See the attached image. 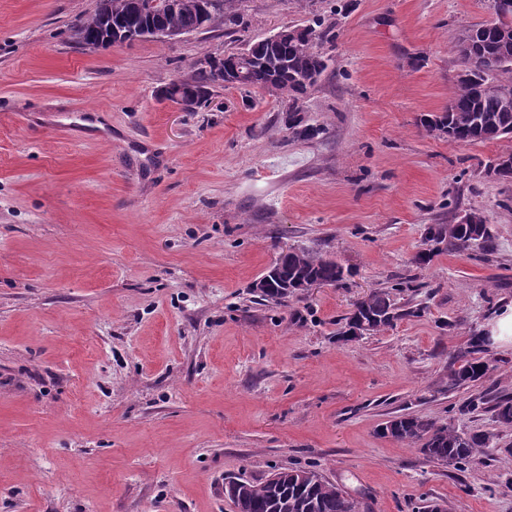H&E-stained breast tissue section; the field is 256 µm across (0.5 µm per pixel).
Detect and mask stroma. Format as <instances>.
Listing matches in <instances>:
<instances>
[{
  "label": "stroma",
  "instance_id": "obj_1",
  "mask_svg": "<svg viewBox=\"0 0 512 512\" xmlns=\"http://www.w3.org/2000/svg\"><path fill=\"white\" fill-rule=\"evenodd\" d=\"M99 0H0V512H236L235 477L317 470L364 512H512V346L452 389L472 333L512 302V182L486 175L512 138L428 131L461 69L453 37L486 0H239L240 23L86 50ZM323 18L333 59L302 98L213 86L160 97L193 64ZM486 215L478 247L416 262L430 225ZM304 249L347 272L280 302L253 284ZM402 318L341 341L354 303L393 282ZM411 413L486 433L459 471L381 436ZM492 403L490 409L492 410L496 421L500 423L512 425V396L499 395L493 398L488 397L485 392H478L470 394L466 399L461 401L455 409V412L460 415L474 413L479 409H485V405Z\"/></svg>",
  "mask_w": 512,
  "mask_h": 512
}]
</instances>
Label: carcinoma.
<instances>
[{"mask_svg": "<svg viewBox=\"0 0 512 512\" xmlns=\"http://www.w3.org/2000/svg\"><path fill=\"white\" fill-rule=\"evenodd\" d=\"M238 0H184L176 12L151 13L130 9V0H99L96 11L72 27V38L100 41L105 46L118 37H143V29L151 24L197 31L218 24L239 23ZM304 33L278 43L261 40L249 45L251 59L243 77L229 82L239 89L266 90L273 87L288 96V128L303 139H312L325 129L304 123L300 96L314 87L328 69L331 58L315 50L316 44L330 42L336 34L333 27L321 21L303 27ZM471 77L458 80L448 107L425 119L428 128L448 135L455 142L471 143L499 139L512 134V109L505 112L500 100L485 92L491 84L512 93V45L504 47L499 31L484 28L477 33L471 51ZM221 60L207 57L193 66L192 76L171 88L189 93L193 112L204 106L210 88L218 83L216 68ZM424 240L436 245L466 250L477 245L482 259L489 260L495 252L494 235L487 218L480 212L465 214L456 224H436L426 229ZM345 279L344 268L336 261L304 250L281 254L277 262L253 284L264 300H280L298 296L317 285L337 284ZM400 317L388 290H376L354 305L352 317L365 323L364 330L377 332L393 325ZM480 334L474 333L466 350L458 355L460 365L448 376V386L459 388L483 378L488 364ZM490 406L497 421L512 425V396L488 397L485 392L470 394L456 407L466 415ZM380 433L417 449L429 461L451 464L462 471L473 458L490 447V439L481 433H470L453 424L423 419L410 414L391 417L380 427ZM231 497L237 512H355L354 500L335 483L316 470L299 467L284 468L262 480L236 479Z\"/></svg>", "mask_w": 512, "mask_h": 512, "instance_id": "1", "label": "carcinoma"}]
</instances>
